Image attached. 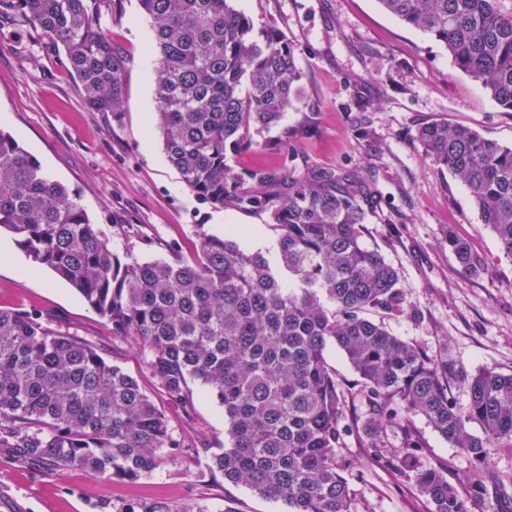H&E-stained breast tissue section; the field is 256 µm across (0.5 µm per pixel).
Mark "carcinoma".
Wrapping results in <instances>:
<instances>
[{
  "label": "carcinoma",
  "mask_w": 512,
  "mask_h": 512,
  "mask_svg": "<svg viewBox=\"0 0 512 512\" xmlns=\"http://www.w3.org/2000/svg\"><path fill=\"white\" fill-rule=\"evenodd\" d=\"M153 23L155 125L187 188L215 208L269 212L278 263L233 239L200 235L192 260L119 256L77 196L52 179L0 129V228L36 264L69 282L112 335L146 351L165 399L185 415L192 386L224 410L228 444L197 445L211 469L288 512H352L339 456L346 438L383 447L396 429L391 464L409 475L431 512H505L490 458L512 449V373L465 378L469 412L448 397V354H430L363 313L417 319L396 269L363 246L365 183L350 174L259 169L250 190L227 153L271 129L300 97L295 47L275 28L257 29L232 0H139ZM406 25L442 44L454 65L512 112V0H378ZM112 0H0V25L24 23L64 49L86 107L117 114L122 54L103 26ZM426 153L467 188L481 223L512 259V146L444 120L420 126ZM444 240L465 275L481 257L452 229ZM335 345L360 377L370 416L350 414L347 391L325 359ZM420 415L468 456L455 482L423 465L410 428ZM476 421L482 434L471 432ZM180 447L140 384L88 344L37 313L0 308V448H15L52 472L136 479L166 468Z\"/></svg>",
  "instance_id": "obj_1"
}]
</instances>
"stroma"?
I'll use <instances>...</instances> for the list:
<instances>
[{
    "instance_id": "35a3bbf8",
    "label": "stroma",
    "mask_w": 512,
    "mask_h": 512,
    "mask_svg": "<svg viewBox=\"0 0 512 512\" xmlns=\"http://www.w3.org/2000/svg\"><path fill=\"white\" fill-rule=\"evenodd\" d=\"M234 6L256 28L276 27L295 45L302 98L259 144L228 154L227 164L243 179L286 165L300 172L333 169L365 182L363 244L396 269L422 314L418 320L385 321L374 311L368 317L429 353L447 351L458 371L448 394L467 412L464 376L512 371V259L481 224L465 187L425 154L414 134L422 124L445 120L511 146L512 112L460 71L443 45L386 13L378 0H235ZM106 26L125 57L116 114L84 105L63 48L45 44L35 30L0 27V128L79 197L117 253L189 259L206 232L274 254L266 214L213 208L168 162L153 129V32L139 0H114ZM447 226L482 255L486 274H461L443 241ZM0 308L40 313L51 328L90 344L140 382L183 442L167 473L137 480H96L79 469L55 473L0 448V512H123L129 504L158 512H288L282 502L210 472L195 446L202 439L224 442L223 409L198 385L192 415L166 402L139 346L113 337L50 268L32 265L23 253L17 265H0ZM411 424L425 446L424 464L442 465L452 481L471 470L468 457L424 417ZM400 445L397 432L387 435L379 454L347 438L341 453L353 463L345 476L354 512H429L413 480L388 462Z\"/></svg>"
}]
</instances>
